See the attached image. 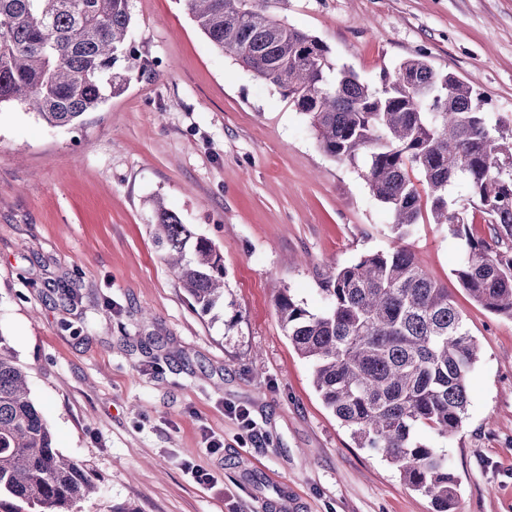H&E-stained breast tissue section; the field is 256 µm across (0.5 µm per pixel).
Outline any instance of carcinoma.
<instances>
[{"label": "carcinoma", "mask_w": 512, "mask_h": 512, "mask_svg": "<svg viewBox=\"0 0 512 512\" xmlns=\"http://www.w3.org/2000/svg\"><path fill=\"white\" fill-rule=\"evenodd\" d=\"M131 0H0V106L30 105L51 127L82 121L122 92L136 69L126 54ZM288 0H187L198 27L305 114L323 151L339 162L368 154L365 178L403 238L430 212L464 242L461 288L512 320V132L491 122L473 87L417 53L378 86L329 61L317 36L280 16ZM123 70L115 69L120 60ZM465 185L487 233L476 237ZM154 241L201 313L224 301V266L212 244L155 202ZM327 304L303 307L287 290L275 308L285 335L312 366L323 403L401 478L455 512L457 480L446 451L420 437L463 426L478 344L448 289L404 247L317 273ZM0 334V494L11 512H72L94 485L84 464L60 453L26 373Z\"/></svg>", "instance_id": "obj_1"}]
</instances>
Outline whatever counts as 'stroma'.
<instances>
[{
  "mask_svg": "<svg viewBox=\"0 0 512 512\" xmlns=\"http://www.w3.org/2000/svg\"><path fill=\"white\" fill-rule=\"evenodd\" d=\"M131 13L140 68L83 123L0 107V334L55 447L89 466L97 491L74 512H261L284 495L298 512H433L325 406L274 306L287 290L319 311L314 266L397 245L480 347L461 430L421 437L448 452L457 512H512V320L460 288V245L425 221L396 237L363 162L326 155L306 115L216 48L185 0H131ZM284 16L370 84L425 53L512 126V0H288ZM157 198L222 257L224 304L209 314L153 242Z\"/></svg>",
  "mask_w": 512,
  "mask_h": 512,
  "instance_id": "1",
  "label": "stroma"
}]
</instances>
